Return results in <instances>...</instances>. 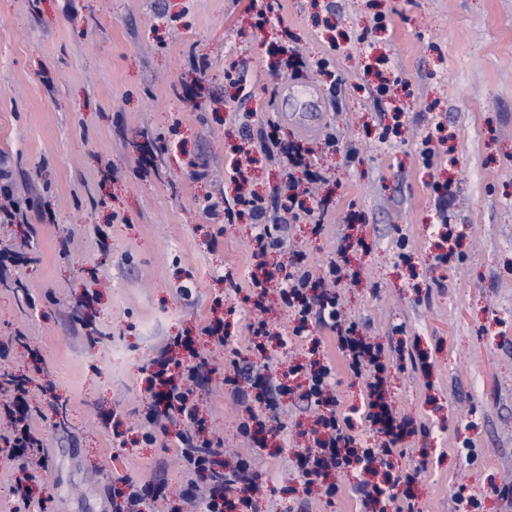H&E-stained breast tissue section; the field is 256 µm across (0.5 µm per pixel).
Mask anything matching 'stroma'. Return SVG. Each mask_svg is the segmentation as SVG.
Masks as SVG:
<instances>
[{"instance_id":"35a3bbf8","label":"stroma","mask_w":512,"mask_h":512,"mask_svg":"<svg viewBox=\"0 0 512 512\" xmlns=\"http://www.w3.org/2000/svg\"><path fill=\"white\" fill-rule=\"evenodd\" d=\"M248 3L0 0V162L20 207L0 223V247L33 240L29 262L0 282V380L30 377L47 457L28 512H112L125 477L162 485L166 512H179L187 478L173 436L141 441L149 375L177 336L210 362L196 407L224 450L248 453L239 426L264 410L235 400L238 369L282 373L314 351L335 361L339 406L374 445L335 334L317 328L259 354L249 306L224 280H248L254 229L205 201L223 190L245 123L257 185L281 179L260 139L272 121L329 176L323 227L294 224L289 263L317 275L353 235L369 246L339 285L342 314L383 344L388 399L427 429L393 460L426 456L421 512H512L497 493L512 483V0H281L262 26ZM377 15L387 30H373ZM287 32L308 64L275 76L269 48ZM322 58L330 76L317 72ZM371 66L406 101L400 136L380 137L392 119L369 93ZM438 125L446 141L427 167L416 144ZM331 127L340 144L327 151ZM218 317L224 346L205 332ZM414 347L427 372L403 359ZM280 404L285 436L260 452L256 512H364L349 472L336 496L303 493L300 432L318 412L295 394ZM461 485L472 503H455Z\"/></svg>"}]
</instances>
